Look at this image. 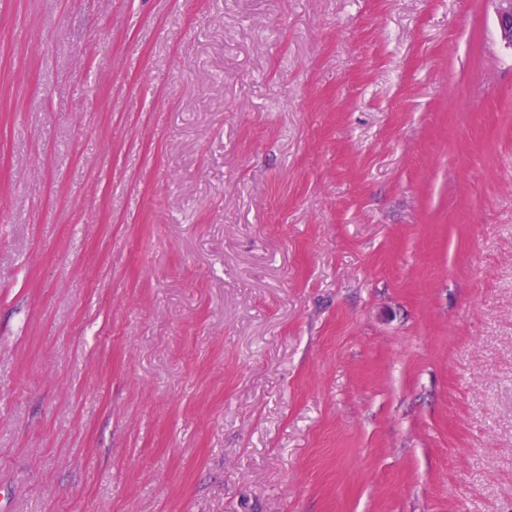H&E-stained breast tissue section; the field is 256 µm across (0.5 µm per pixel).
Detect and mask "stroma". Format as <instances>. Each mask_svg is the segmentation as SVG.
I'll return each instance as SVG.
<instances>
[{"label": "stroma", "mask_w": 512, "mask_h": 512, "mask_svg": "<svg viewBox=\"0 0 512 512\" xmlns=\"http://www.w3.org/2000/svg\"><path fill=\"white\" fill-rule=\"evenodd\" d=\"M0 512H512L493 0H0Z\"/></svg>", "instance_id": "1"}]
</instances>
